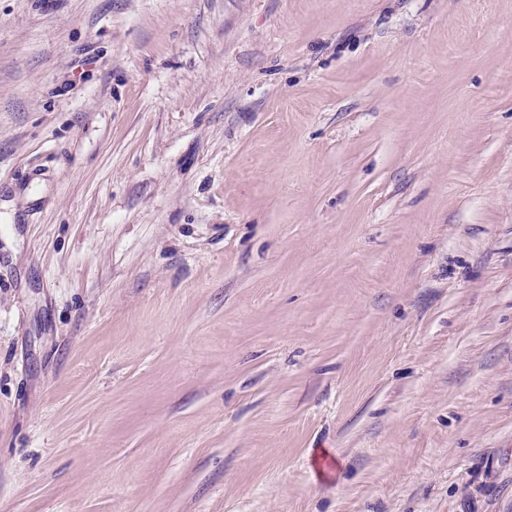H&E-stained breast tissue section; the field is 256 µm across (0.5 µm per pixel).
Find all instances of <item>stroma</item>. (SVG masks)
Segmentation results:
<instances>
[{"label":"stroma","mask_w":512,"mask_h":512,"mask_svg":"<svg viewBox=\"0 0 512 512\" xmlns=\"http://www.w3.org/2000/svg\"><path fill=\"white\" fill-rule=\"evenodd\" d=\"M0 512H512V0H0Z\"/></svg>","instance_id":"35a3bbf8"}]
</instances>
